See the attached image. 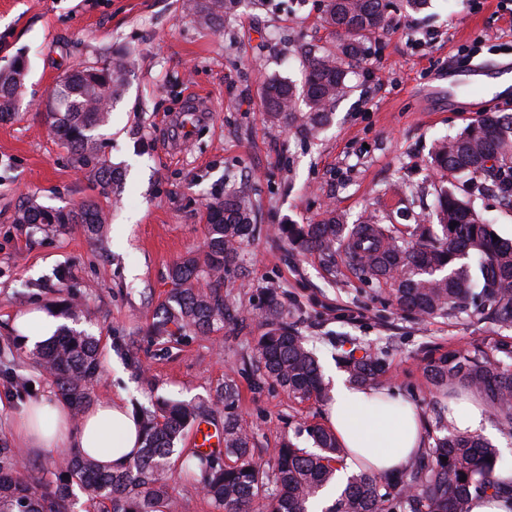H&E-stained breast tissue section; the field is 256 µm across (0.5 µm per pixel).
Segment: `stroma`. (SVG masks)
<instances>
[{
    "label": "stroma",
    "instance_id": "35a3bbf8",
    "mask_svg": "<svg viewBox=\"0 0 512 512\" xmlns=\"http://www.w3.org/2000/svg\"><path fill=\"white\" fill-rule=\"evenodd\" d=\"M182 0H0V71L28 64V104L0 121V369L24 374L33 397L55 395L15 332L26 307H54L74 294L90 312L102 371L95 398L122 397L130 410L159 398L200 405L224 423L217 393L232 382V411L254 436L257 456L273 459L299 426L325 424V406L289 399L254 363L264 331L261 305L276 289L323 371L350 343L384 348L391 384L412 402L429 396L420 359L437 346L488 339L472 311L427 321L396 312L385 289L365 283L344 258L334 268L291 250L279 224H310L326 207L356 220L394 202L396 187L415 207L431 204L439 175L427 165L438 138L490 115L512 113V89L493 82L512 64V0H430L422 12L393 0L389 26L350 76L330 124L316 137L271 123L260 106L264 79L299 82L300 43L330 45L323 0H241L222 29L183 14ZM489 81L481 91L448 88L459 50ZM128 53L123 96L99 131L101 154L122 173L121 200L103 198L78 172L50 129L46 105L77 63ZM208 106L189 109L197 94ZM245 188L260 204L254 239L226 272L227 299L241 322L210 333L157 336L152 313L170 290L175 260L201 248L207 200ZM107 214L103 243L77 224L35 230L15 221L27 199Z\"/></svg>",
    "mask_w": 512,
    "mask_h": 512
}]
</instances>
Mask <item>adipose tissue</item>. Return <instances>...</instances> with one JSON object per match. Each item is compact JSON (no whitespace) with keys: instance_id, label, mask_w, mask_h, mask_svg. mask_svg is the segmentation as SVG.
I'll use <instances>...</instances> for the list:
<instances>
[{"instance_id":"ef3b65f1","label":"adipose tissue","mask_w":512,"mask_h":512,"mask_svg":"<svg viewBox=\"0 0 512 512\" xmlns=\"http://www.w3.org/2000/svg\"><path fill=\"white\" fill-rule=\"evenodd\" d=\"M328 425L349 453L342 475L359 471L390 474L402 470L424 449L422 416L396 392L369 394L337 383L327 406ZM489 409L481 396L468 391L449 397L444 420L459 432H486ZM24 448H74L110 470L126 466L142 445V432L119 397L99 399L81 421H74L64 400L43 396L32 400L13 426Z\"/></svg>"}]
</instances>
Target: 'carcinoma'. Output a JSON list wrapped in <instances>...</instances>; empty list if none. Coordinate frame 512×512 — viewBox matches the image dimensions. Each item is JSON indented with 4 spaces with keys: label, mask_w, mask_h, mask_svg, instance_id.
<instances>
[{
    "label": "carcinoma",
    "mask_w": 512,
    "mask_h": 512,
    "mask_svg": "<svg viewBox=\"0 0 512 512\" xmlns=\"http://www.w3.org/2000/svg\"><path fill=\"white\" fill-rule=\"evenodd\" d=\"M239 3L182 0V9L199 24L220 28ZM390 7V0H326L321 20L336 32V47L300 50L305 67L300 86L280 76L265 81L261 105L267 118L291 126L302 101L307 132L327 124L331 109L350 90L347 65L365 55L369 39L385 32ZM128 66L122 55L103 66L82 62L52 93L60 108L52 113L51 128L71 153L74 166L106 196L119 192L122 176L100 154L96 131L106 125L108 113L97 103L121 96ZM25 77L15 67L0 72V121L18 111L26 96ZM429 164L443 178L464 172L468 179L458 194L440 188L431 213L410 214L414 224L407 238L375 212L350 224L332 208L312 224H287L281 231L293 249L315 254L325 264L334 263L336 253L343 251L365 282L389 287L390 304L397 310L431 319L470 307L491 318L503 335L467 349L431 354L422 372L436 390L465 388L483 395L494 422L512 434V336L507 335L512 330V242L493 240L492 225L466 199L491 189L512 206V115L486 116L456 137L437 140ZM206 208L203 246L173 264L174 288L153 314L152 328L159 336L172 326L205 334L224 319H233L220 288L224 272L253 237L257 207L245 192L233 189L214 195ZM17 221L38 229L79 224L89 237L98 238L105 215L95 202L64 211L32 200L18 210ZM59 311L77 325L87 319L77 301ZM262 313L266 328L255 342L256 370L295 400L328 401L318 359L307 339L288 323L276 295L264 300ZM339 361L349 381L359 387L380 390L390 384L391 364L381 349L356 346L342 352ZM32 362L51 378L74 417L81 418L91 406L93 383L101 372L95 337L67 327L52 343L32 352ZM199 415L200 408L190 402L161 401L140 419L144 442L139 455L110 472L68 450L53 461L49 478L29 466L19 468L17 455L1 442L0 512H72L75 486L93 506L109 501L111 512H172L166 474L176 462L196 478L217 512H253L258 501V512H309V504L335 479L347 455L331 430L310 424L298 433L311 447L289 441L274 461H265L255 456L249 429L231 416L224 417L222 450L177 448ZM439 430L443 435L404 472L393 477L354 474L324 512H471L472 499L481 495L512 499V484L497 477L498 449L483 434L457 432L443 424Z\"/></svg>",
    "instance_id": "cac0c4a2"
}]
</instances>
